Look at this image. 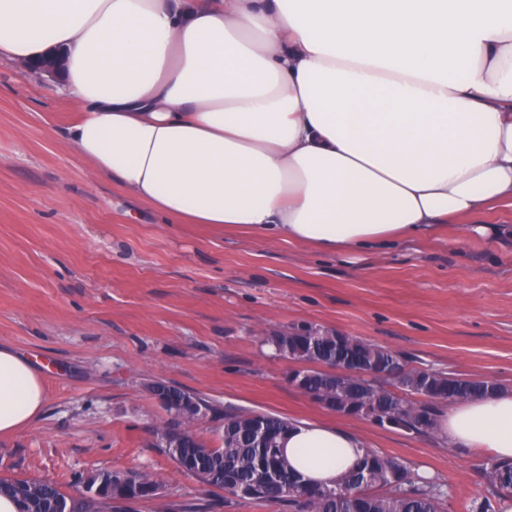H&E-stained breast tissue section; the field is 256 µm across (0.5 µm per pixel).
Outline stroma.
I'll list each match as a JSON object with an SVG mask.
<instances>
[{
	"label": "stroma",
	"instance_id": "obj_1",
	"mask_svg": "<svg viewBox=\"0 0 512 512\" xmlns=\"http://www.w3.org/2000/svg\"><path fill=\"white\" fill-rule=\"evenodd\" d=\"M73 108L58 77L0 59V344L40 370L45 405L0 436V478L48 480L80 495L88 476L132 469L161 496L135 512H288L215 494L156 444L170 415L162 380L206 399L193 432L219 446L216 412L333 423L429 474L442 512L501 493L487 455L431 434L330 412L288 382L292 362L264 337L295 326L356 336L409 367L512 389V237L448 224L383 254L325 255L211 224H165L94 178L62 138Z\"/></svg>",
	"mask_w": 512,
	"mask_h": 512
}]
</instances>
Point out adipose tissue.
I'll return each mask as SVG.
<instances>
[{"instance_id": "adipose-tissue-1", "label": "adipose tissue", "mask_w": 512, "mask_h": 512, "mask_svg": "<svg viewBox=\"0 0 512 512\" xmlns=\"http://www.w3.org/2000/svg\"><path fill=\"white\" fill-rule=\"evenodd\" d=\"M64 56L65 141L166 222L327 255L384 252L512 204V0H0V58ZM0 346V435L41 412ZM436 435L512 461V390L441 406ZM280 448L334 487L365 442L294 424Z\"/></svg>"}]
</instances>
